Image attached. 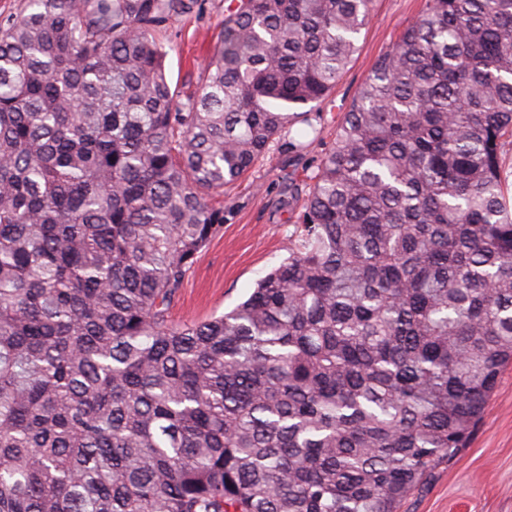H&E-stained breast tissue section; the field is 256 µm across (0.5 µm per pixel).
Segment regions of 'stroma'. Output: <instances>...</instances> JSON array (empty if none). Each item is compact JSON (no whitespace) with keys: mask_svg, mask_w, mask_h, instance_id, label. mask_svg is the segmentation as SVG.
<instances>
[{"mask_svg":"<svg viewBox=\"0 0 512 512\" xmlns=\"http://www.w3.org/2000/svg\"><path fill=\"white\" fill-rule=\"evenodd\" d=\"M424 5L425 0H374L355 55L317 106L324 116L320 139L298 156L270 151L242 179L211 196V203L224 209V227L186 276L170 309L172 324L200 322L232 309L287 257L288 236L301 210L290 189L307 193L305 176L332 143L339 115ZM223 18L224 0H197L191 12L173 17L159 34L167 78L179 101L198 93ZM399 512H512V366L502 373L467 448L434 469Z\"/></svg>","mask_w":512,"mask_h":512,"instance_id":"35a3bbf8","label":"stroma"}]
</instances>
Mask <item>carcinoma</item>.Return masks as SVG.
Listing matches in <instances>:
<instances>
[{"label": "carcinoma", "instance_id": "carcinoma-1", "mask_svg": "<svg viewBox=\"0 0 512 512\" xmlns=\"http://www.w3.org/2000/svg\"><path fill=\"white\" fill-rule=\"evenodd\" d=\"M28 0L0 28V512H397L512 364V0H426L306 176L288 258L168 313L221 193L300 153L372 0ZM302 123L306 128L293 130ZM224 1L197 0L191 12L173 17L157 37L167 52V78L180 102L199 91L202 66L221 30Z\"/></svg>", "mask_w": 512, "mask_h": 512}]
</instances>
